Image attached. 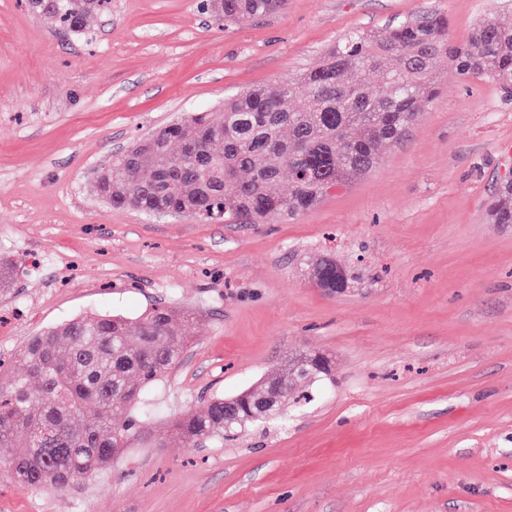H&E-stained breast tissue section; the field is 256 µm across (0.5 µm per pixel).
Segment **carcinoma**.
Listing matches in <instances>:
<instances>
[{
  "label": "carcinoma",
  "mask_w": 512,
  "mask_h": 512,
  "mask_svg": "<svg viewBox=\"0 0 512 512\" xmlns=\"http://www.w3.org/2000/svg\"><path fill=\"white\" fill-rule=\"evenodd\" d=\"M287 0H210L224 21L278 13ZM109 0H29L37 14L81 34ZM512 86V26L477 24L462 43L448 36V16L429 11L380 31L352 30L313 68L224 99L218 112H191L147 138L101 172L94 193L116 209H158L200 224L243 218L253 224L294 218L316 207L330 185L370 171L379 148L403 138L438 94L437 68ZM290 188L275 189L283 174ZM493 224H512V181L499 183L487 208ZM189 311L153 308L138 321L92 313L29 339L18 371L0 379V456L22 484L65 489L106 468L140 433L142 420L117 415L145 398L176 365L189 341ZM309 354L269 386L288 389L328 375ZM224 427V399L171 423L186 445L222 443L257 423L246 403Z\"/></svg>",
  "instance_id": "obj_1"
}]
</instances>
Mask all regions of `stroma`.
<instances>
[{
	"instance_id": "35a3bbf8",
	"label": "stroma",
	"mask_w": 512,
	"mask_h": 512,
	"mask_svg": "<svg viewBox=\"0 0 512 512\" xmlns=\"http://www.w3.org/2000/svg\"><path fill=\"white\" fill-rule=\"evenodd\" d=\"M425 11L465 41L501 0H288L227 23L203 0H112L84 34L0 0V367L87 313H194L147 392L150 441L41 492L0 469V512H512V224L486 203L512 169V93L440 64V91L369 173L283 221L198 224L111 208L95 173L138 138L299 74L353 29ZM335 257L351 289L309 278ZM332 362L313 399L193 448L172 420Z\"/></svg>"
}]
</instances>
